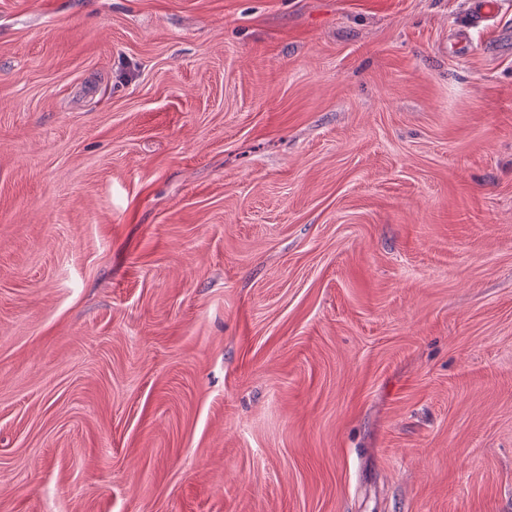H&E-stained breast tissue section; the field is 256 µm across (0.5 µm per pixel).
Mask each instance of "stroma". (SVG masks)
Wrapping results in <instances>:
<instances>
[{
  "label": "stroma",
  "instance_id": "stroma-1",
  "mask_svg": "<svg viewBox=\"0 0 512 512\" xmlns=\"http://www.w3.org/2000/svg\"><path fill=\"white\" fill-rule=\"evenodd\" d=\"M0 0V512H512V0ZM468 12L467 27L476 28L487 24L496 14L495 3L490 0H476Z\"/></svg>",
  "mask_w": 512,
  "mask_h": 512
}]
</instances>
